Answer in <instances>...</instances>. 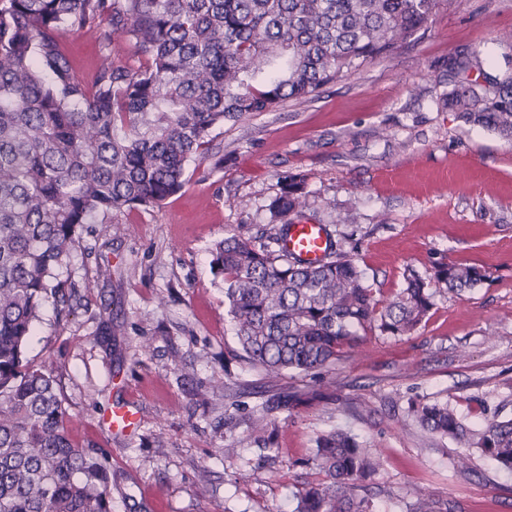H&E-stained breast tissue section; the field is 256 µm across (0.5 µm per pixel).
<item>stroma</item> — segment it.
I'll return each mask as SVG.
<instances>
[{"instance_id":"stroma-1","label":"stroma","mask_w":512,"mask_h":512,"mask_svg":"<svg viewBox=\"0 0 512 512\" xmlns=\"http://www.w3.org/2000/svg\"><path fill=\"white\" fill-rule=\"evenodd\" d=\"M507 31L512 0H438L427 29L391 57L217 130L223 168L191 163L159 208L94 225L68 269L71 315L47 299L27 356L51 369L73 442L108 455L112 512H284L318 478L307 464L316 437L337 427L377 453V512H403L424 488L450 512H512V477L479 456L453 472L456 443L420 430L408 407L446 402L470 423L512 413V145L439 104L458 51H478L489 74L505 69ZM287 174L305 181L304 220L328 225L378 299L403 288L405 271L429 279L441 261L490 274L458 293L438 286L412 335L366 337L337 361L329 400L310 398L314 378L275 385L239 360L210 266L226 232L271 228ZM301 383L307 395L270 404ZM124 397L139 425L116 435L107 417ZM229 444L240 457H225Z\"/></svg>"}]
</instances>
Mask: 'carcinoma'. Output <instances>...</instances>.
I'll list each match as a JSON object with an SVG mask.
<instances>
[{"instance_id":"cac0c4a2","label":"carcinoma","mask_w":512,"mask_h":512,"mask_svg":"<svg viewBox=\"0 0 512 512\" xmlns=\"http://www.w3.org/2000/svg\"><path fill=\"white\" fill-rule=\"evenodd\" d=\"M437 0H0V512H112L103 453L79 447L51 374L26 357L43 303L65 298L59 272L82 251L87 224L162 205L191 161L215 160L213 131L254 112L306 100L390 56L432 16ZM70 34L98 39L89 84L64 50ZM132 64L110 59L113 36ZM478 54L448 60L460 77L442 108L512 143V68L486 87L469 78ZM309 205L289 176L273 220ZM286 225L257 242L227 234L212 249L240 358L276 380L336 365L363 335L399 337L430 318L435 291L411 273L383 303L355 257L336 247L307 264L280 248ZM489 278L448 261L433 279L450 290ZM426 432L456 442V472L478 450L512 473V416L470 427L446 402H411ZM309 464L323 476L292 512H375L360 494L376 472L370 449L344 429L317 437ZM407 512H441L421 492Z\"/></svg>"}]
</instances>
